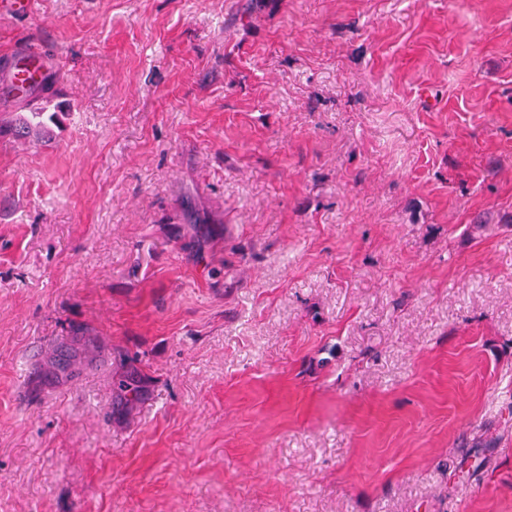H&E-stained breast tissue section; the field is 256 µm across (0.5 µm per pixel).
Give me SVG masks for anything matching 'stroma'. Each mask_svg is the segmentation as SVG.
Returning <instances> with one entry per match:
<instances>
[{"label": "stroma", "instance_id": "35a3bbf8", "mask_svg": "<svg viewBox=\"0 0 512 512\" xmlns=\"http://www.w3.org/2000/svg\"><path fill=\"white\" fill-rule=\"evenodd\" d=\"M35 2L0 512H512V0ZM29 113L31 118L25 116L19 117L15 119L14 123L11 122L9 125H6L8 131H10L13 137L19 142H24L31 137H43L49 134V128L42 120H39L43 117L45 112ZM37 119L38 121H34Z\"/></svg>", "mask_w": 512, "mask_h": 512}]
</instances>
